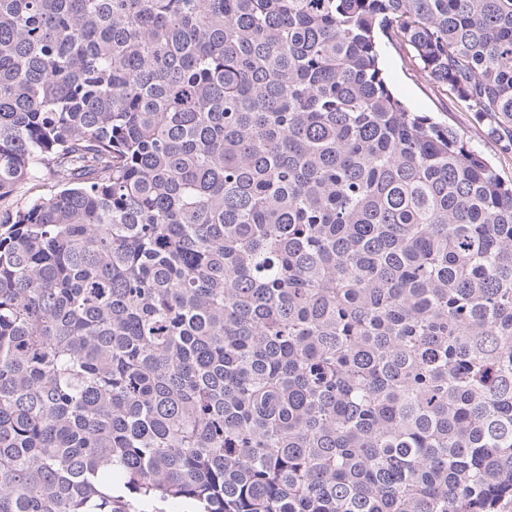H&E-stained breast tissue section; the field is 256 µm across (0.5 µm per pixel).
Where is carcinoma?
Masks as SVG:
<instances>
[{
    "label": "carcinoma",
    "mask_w": 512,
    "mask_h": 512,
    "mask_svg": "<svg viewBox=\"0 0 512 512\" xmlns=\"http://www.w3.org/2000/svg\"><path fill=\"white\" fill-rule=\"evenodd\" d=\"M512 0H0V512H512ZM382 66L392 92L414 112L452 125L463 140L477 148L505 181H512V151L506 153L486 123L457 107L443 89L428 81L418 66L408 61L411 48L404 42L380 41Z\"/></svg>",
    "instance_id": "cac0c4a2"
}]
</instances>
